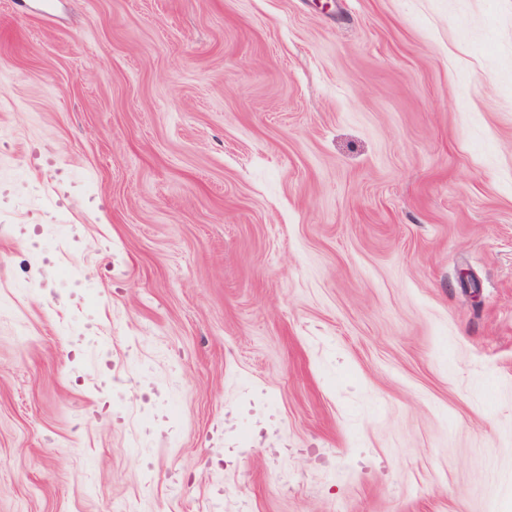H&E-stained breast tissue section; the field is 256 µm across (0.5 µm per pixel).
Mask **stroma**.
Segmentation results:
<instances>
[{"instance_id":"35a3bbf8","label":"stroma","mask_w":512,"mask_h":512,"mask_svg":"<svg viewBox=\"0 0 512 512\" xmlns=\"http://www.w3.org/2000/svg\"><path fill=\"white\" fill-rule=\"evenodd\" d=\"M0 0V512H512V0Z\"/></svg>"}]
</instances>
